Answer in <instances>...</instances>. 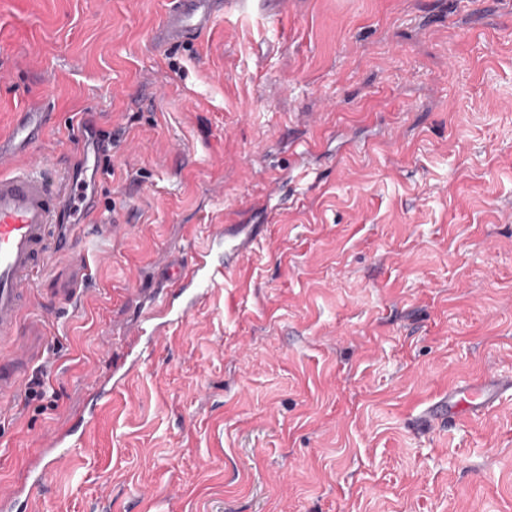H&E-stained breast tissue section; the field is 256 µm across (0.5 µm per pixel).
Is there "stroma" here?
I'll return each instance as SVG.
<instances>
[{"label": "stroma", "mask_w": 512, "mask_h": 512, "mask_svg": "<svg viewBox=\"0 0 512 512\" xmlns=\"http://www.w3.org/2000/svg\"><path fill=\"white\" fill-rule=\"evenodd\" d=\"M157 49L167 0H0V136L81 159L121 232L31 284L0 487L126 362L139 294L211 224L262 229L163 337L32 512H512V395L433 430L450 384L512 373V0H223Z\"/></svg>", "instance_id": "35a3bbf8"}]
</instances>
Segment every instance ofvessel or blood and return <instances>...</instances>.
Returning <instances> with one entry per match:
<instances>
[{"mask_svg": "<svg viewBox=\"0 0 512 512\" xmlns=\"http://www.w3.org/2000/svg\"><path fill=\"white\" fill-rule=\"evenodd\" d=\"M217 17L216 0H170L161 38L169 46L184 44L210 30ZM49 126L47 113L32 106L14 120L9 140L0 139V345L11 348L10 354L0 357V414L13 403L28 364L38 358L37 353L23 350L21 338L32 311V279L51 259L68 252L71 225L81 223L94 209L92 200L78 197L74 170L54 180L48 177L45 163L16 166L17 156L41 144ZM261 241L260 234L250 232L240 238L226 225H214L209 239L194 250L190 264L164 297L142 302L132 334L144 346L130 349L131 360L124 370L95 377L93 408L103 407L126 386L145 363V349L185 325L198 302L225 288L232 270ZM509 392L512 375L490 373L474 382L449 386L447 397L426 409L425 416L439 424L463 414H482L500 405ZM88 424L84 417L69 430L55 431L30 461L24 478L0 491V512H27L33 491L46 474L45 459L57 457L62 448L74 454L82 451Z\"/></svg>", "mask_w": 512, "mask_h": 512, "instance_id": "b4317fda", "label": "vessel or blood"}]
</instances>
